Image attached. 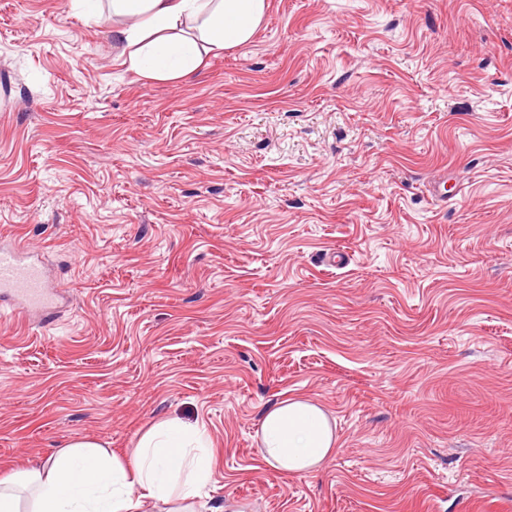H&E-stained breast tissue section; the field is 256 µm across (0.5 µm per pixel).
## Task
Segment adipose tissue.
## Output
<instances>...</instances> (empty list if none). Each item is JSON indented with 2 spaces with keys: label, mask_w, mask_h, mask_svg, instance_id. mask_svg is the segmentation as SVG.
Segmentation results:
<instances>
[{
  "label": "adipose tissue",
  "mask_w": 512,
  "mask_h": 512,
  "mask_svg": "<svg viewBox=\"0 0 512 512\" xmlns=\"http://www.w3.org/2000/svg\"><path fill=\"white\" fill-rule=\"evenodd\" d=\"M124 25L112 35L129 48L133 69L157 81L192 74L203 53L249 42L266 16L268 0H111ZM261 458L285 475L320 469L335 452V425L318 404L279 400L261 416ZM203 433L176 417L160 420L139 440L132 460L111 455L91 439L67 444L23 479L0 480V512H140L153 499L169 512H195L210 480Z\"/></svg>",
  "instance_id": "adipose-tissue-1"
}]
</instances>
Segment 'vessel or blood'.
<instances>
[{"label":"vessel or blood","mask_w":512,"mask_h":512,"mask_svg":"<svg viewBox=\"0 0 512 512\" xmlns=\"http://www.w3.org/2000/svg\"><path fill=\"white\" fill-rule=\"evenodd\" d=\"M3 297L9 299L12 315L22 322L54 308L46 267L19 240L0 243V298Z\"/></svg>","instance_id":"b4317fda"}]
</instances>
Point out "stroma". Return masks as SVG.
<instances>
[{
	"mask_svg": "<svg viewBox=\"0 0 512 512\" xmlns=\"http://www.w3.org/2000/svg\"><path fill=\"white\" fill-rule=\"evenodd\" d=\"M174 83L110 0H0V480L203 427L207 512H512V0H268ZM290 396L336 453L261 458ZM52 289L48 287L46 267L30 255L21 240L0 243V298L7 297L9 309L21 322L30 323L33 314L54 310ZM261 458L285 475L320 469L336 451L335 425L318 404L297 397L279 400L261 416Z\"/></svg>",
	"mask_w": 512,
	"mask_h": 512,
	"instance_id": "1",
	"label": "stroma"
}]
</instances>
